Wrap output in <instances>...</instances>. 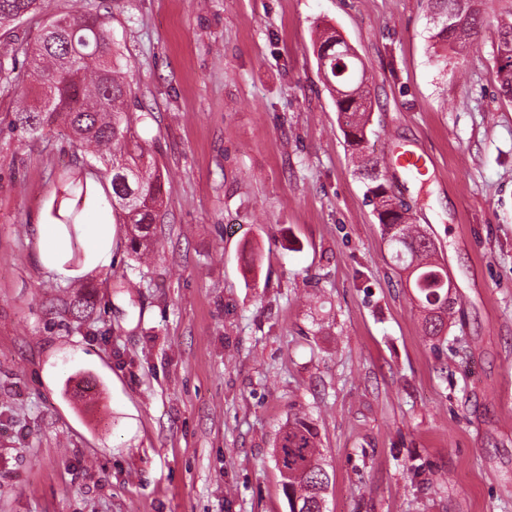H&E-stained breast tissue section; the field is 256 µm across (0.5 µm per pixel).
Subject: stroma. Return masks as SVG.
Masks as SVG:
<instances>
[{
	"label": "stroma",
	"instance_id": "35a3bbf8",
	"mask_svg": "<svg viewBox=\"0 0 512 512\" xmlns=\"http://www.w3.org/2000/svg\"><path fill=\"white\" fill-rule=\"evenodd\" d=\"M100 0H45L0 54ZM137 130L162 174L149 265L117 225L109 267L36 260L65 130L13 131L0 91V512H289L274 448L306 414L326 512H512V100L488 21L436 59L427 0H112ZM374 78L352 153L312 43ZM432 158L425 176L399 151ZM435 242L457 300L437 343L383 238L362 155ZM132 287H122L123 279ZM93 295L81 324L59 314Z\"/></svg>",
	"mask_w": 512,
	"mask_h": 512
}]
</instances>
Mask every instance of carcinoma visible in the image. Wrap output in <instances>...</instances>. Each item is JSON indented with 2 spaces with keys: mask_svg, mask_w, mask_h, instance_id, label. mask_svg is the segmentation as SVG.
<instances>
[{
  "mask_svg": "<svg viewBox=\"0 0 512 512\" xmlns=\"http://www.w3.org/2000/svg\"><path fill=\"white\" fill-rule=\"evenodd\" d=\"M435 22V52L452 50L467 61L465 50L475 40L484 21L485 0H429ZM497 4L498 44L494 79L503 95L512 99V0ZM42 0H0V29L18 25L41 9ZM106 15L78 12L43 26L27 43L29 67L18 70L15 59L0 55V86L24 83L42 91V101L17 110L12 130L26 133L69 130L73 147L110 167V204L115 216L129 226L130 250L137 259L154 249L153 225L160 219L161 175L149 158L130 111L131 84L125 79L119 53L105 23ZM318 68L326 87L336 94V112L345 139L359 146L366 139L371 110V77L362 60L334 28L326 30L316 45ZM380 161L368 158L360 165L382 234L393 258L412 279L422 308L424 335L441 340L448 328V271L424 255L433 252L426 235L408 220L409 207L389 215L391 196L380 182ZM93 196L83 172H72L56 189L52 215L65 232L76 238L82 210ZM90 309L89 297L74 292L61 300V312L80 319ZM318 431L298 414L282 426L275 461L289 512H322L329 475L319 462Z\"/></svg>",
  "mask_w": 512,
  "mask_h": 512,
  "instance_id": "cac0c4a2",
  "label": "carcinoma"
}]
</instances>
